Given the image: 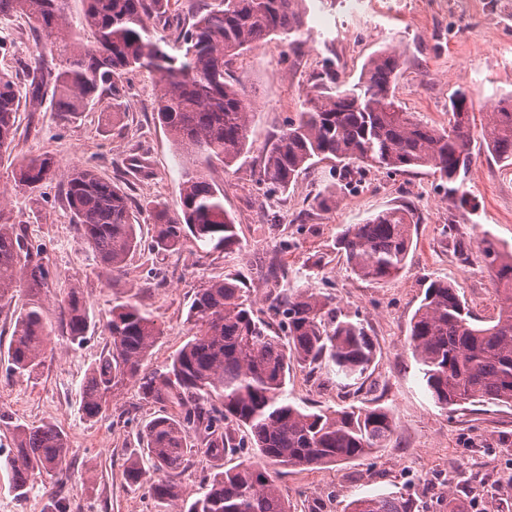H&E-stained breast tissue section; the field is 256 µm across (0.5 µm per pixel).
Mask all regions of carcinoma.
Wrapping results in <instances>:
<instances>
[{
	"label": "carcinoma",
	"mask_w": 512,
	"mask_h": 512,
	"mask_svg": "<svg viewBox=\"0 0 512 512\" xmlns=\"http://www.w3.org/2000/svg\"><path fill=\"white\" fill-rule=\"evenodd\" d=\"M85 24L92 39L67 24L68 0H0V19L25 17L36 33L34 62L24 66L31 102L52 95L61 115L83 111L104 95L121 105L128 75L148 70L159 82L154 112L180 155L183 171L179 210L146 204L153 220L154 247L175 250L189 240L241 250L234 218L224 209V191L210 182L203 165L228 167L248 150L253 106L245 88L227 73L232 58L268 37L281 36L297 54L304 35V0H185L183 17L167 22L169 0H85ZM400 68L388 51L373 54L357 81L338 80L335 64L306 93L296 118L266 149L260 180L287 190L299 173L332 160L343 176L350 166L408 172L429 167L448 183V196L462 187L469 170L474 133L472 99L459 91L448 105V125L435 126L404 111L395 96ZM22 102L15 79L0 74V151L16 135ZM482 137L499 159L512 160V108L489 113ZM62 177L65 199L83 241L106 269L122 273L139 245L132 201L118 184L89 166L60 172L54 157L39 154L20 162L16 186L36 193ZM415 227L412 210L393 207L351 224L337 245L350 272L384 284L405 266ZM483 262L494 269L498 313L480 325L457 288L434 280L414 312L409 346L421 365L435 404L454 410L470 403L512 406V253L484 239ZM60 280L43 249L29 244L19 224L0 223V308L18 293L22 303L8 347L10 375L32 378L44 362L51 328L43 294ZM67 340L80 344L93 324L81 289L69 286L60 299ZM259 316L245 275L238 270L197 289L186 321L192 339L160 368L147 361L163 332L157 320L130 296L112 308L105 324L109 341L82 385L81 410L89 420L105 416L109 403L128 383L157 414L140 435L150 467L138 458L124 470L126 482L147 487L155 512H292L269 466L314 468L364 459L391 444L396 423L381 406L351 404L310 410L288 400L286 384L300 366L311 374L336 377L343 388L364 384L376 348L360 319L342 315L331 300L308 285L274 283ZM12 448L0 458L9 487L22 499L36 474L67 468V435L52 423H14ZM248 429L247 438L237 431ZM250 446L252 458L229 469L224 458ZM213 463L200 497L181 500L173 476L192 459ZM347 512H414L409 496L358 497Z\"/></svg>",
	"instance_id": "1"
}]
</instances>
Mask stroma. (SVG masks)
<instances>
[{"label": "stroma", "instance_id": "35a3bbf8", "mask_svg": "<svg viewBox=\"0 0 512 512\" xmlns=\"http://www.w3.org/2000/svg\"><path fill=\"white\" fill-rule=\"evenodd\" d=\"M306 7L298 57H290L287 43L275 38L236 56L229 66L254 104L248 152L231 167L216 163L207 170L224 189V207L242 242L229 259L190 243L178 251L154 249V226L144 218L137 229L139 247L124 274L113 278L79 237L59 182L43 186L35 200L15 185L20 160L47 153L64 170L95 167L135 204L158 199L176 207L186 161L156 119L159 84L153 73L130 77L116 119L107 98L66 119L52 100L38 107L22 101L15 139L0 153V209L24 227L28 242L43 247L61 284L81 288L99 326L82 344H70L59 330L61 285L52 286L44 297L52 349L38 379L27 381L6 374L15 310L0 308V412L21 424H55L69 442L67 471L36 476L26 499H16L7 475H0V512H42L56 491L67 496L71 512H154L148 494L131 489L124 478L127 458L141 451L139 434L154 406L129 385L106 418L91 422L80 410L82 383L108 343L101 323L114 305L135 295L163 330L149 358L151 366L163 365L191 337L186 314L202 282L241 269L261 308L272 264L288 282L310 285L344 313L365 320L377 347L360 391L321 383L299 367L288 381L289 400L338 409L374 399L393 413L397 425L389 448L363 460L280 470L278 485L295 512H345L354 498L389 492L410 494L415 512L453 507L512 512V487L490 480L494 471L512 470V407L479 403L455 412L441 409L425 389L408 341L409 321L434 279L453 284L480 323L496 317V278L478 243L488 238L512 249V165L498 162L475 141L460 201L449 198L447 183L428 168L396 174L373 169L347 182L334 179L323 162L299 174L285 193L259 181L270 139L295 118L329 60L340 80L351 83L373 53L396 52L402 67L395 95L406 111L422 122L445 125L449 101L462 88L473 99L474 127L484 126L500 101L512 97V0H306ZM35 55L27 20H0V71L22 77ZM331 190L335 204L316 209L315 198ZM402 204L411 206L417 219L404 270L383 285L361 281L342 259L339 234Z\"/></svg>", "mask_w": 512, "mask_h": 512}]
</instances>
